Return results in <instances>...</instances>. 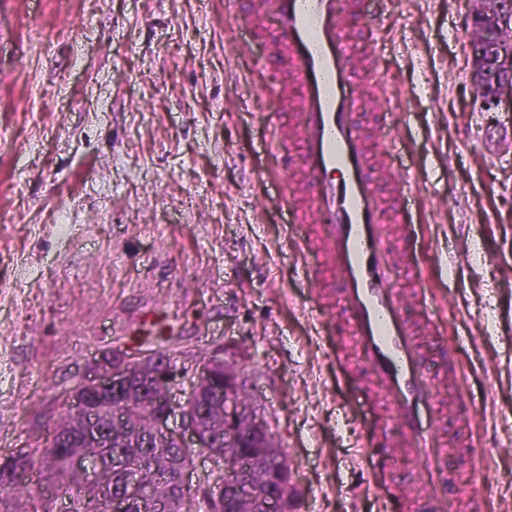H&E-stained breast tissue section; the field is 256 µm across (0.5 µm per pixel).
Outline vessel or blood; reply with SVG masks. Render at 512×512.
Listing matches in <instances>:
<instances>
[{"label":"vessel or blood","mask_w":512,"mask_h":512,"mask_svg":"<svg viewBox=\"0 0 512 512\" xmlns=\"http://www.w3.org/2000/svg\"><path fill=\"white\" fill-rule=\"evenodd\" d=\"M366 0H258L272 20L300 89L298 166L311 190L312 218L324 225V252L340 277L351 328L393 414L386 428L410 448L430 512H456L448 494L449 448L435 415L436 377L394 286L396 275L419 278L413 262L396 267L388 220L410 224L406 204L387 215L377 199L371 160L357 114L360 85L349 65L353 44L343 32Z\"/></svg>","instance_id":"vessel-or-blood-1"}]
</instances>
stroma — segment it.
Returning a JSON list of instances; mask_svg holds the SVG:
<instances>
[{"label":"stroma","mask_w":512,"mask_h":512,"mask_svg":"<svg viewBox=\"0 0 512 512\" xmlns=\"http://www.w3.org/2000/svg\"><path fill=\"white\" fill-rule=\"evenodd\" d=\"M256 0H0V458L45 441L89 363L156 324L184 365L224 354L298 469L301 512H376L368 443L390 408L343 332L310 211L292 81ZM475 0H368L346 19L380 202L412 176L421 283L398 281L442 376L459 512H512V112L471 87ZM385 92L386 114L375 106ZM436 297L422 309L419 295ZM488 438L482 460L469 439ZM390 439V512H424Z\"/></svg>","instance_id":"35a3bbf8"}]
</instances>
